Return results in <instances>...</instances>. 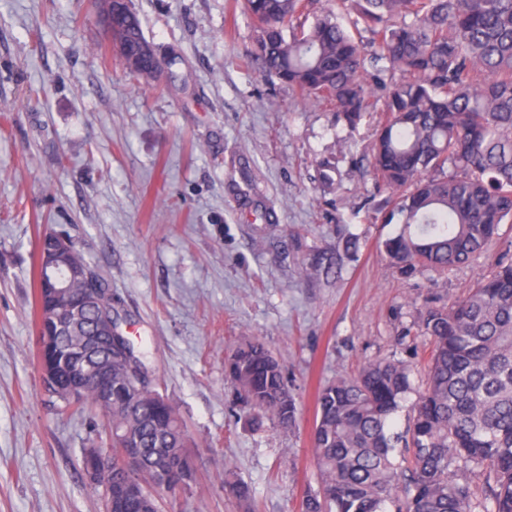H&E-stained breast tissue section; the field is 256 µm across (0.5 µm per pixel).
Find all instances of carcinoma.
<instances>
[{"label": "carcinoma", "mask_w": 512, "mask_h": 512, "mask_svg": "<svg viewBox=\"0 0 512 512\" xmlns=\"http://www.w3.org/2000/svg\"><path fill=\"white\" fill-rule=\"evenodd\" d=\"M371 35L372 69L332 10L314 0H244L255 26L250 57L306 99L333 104L350 127L382 103L370 146L376 180L390 191L387 223L402 230L382 248L410 275L470 262L512 222V0H340ZM112 50L148 86L160 61L132 7L115 19ZM64 297L38 280L37 327L53 347L39 359L46 395L96 418L112 450L109 512H161L163 492L191 488L188 430L125 341L112 356V407L89 383L78 401L63 382L71 355L94 334L96 311L64 324ZM427 373L404 426L412 365L368 361L317 394L312 435L318 488L301 512H512V260L449 307L421 317ZM225 373L249 410L284 428L297 419L283 365L259 338L238 345ZM402 448L404 465L394 462ZM475 471L481 485L462 476Z\"/></svg>", "instance_id": "cac0c4a2"}]
</instances>
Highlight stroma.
Wrapping results in <instances>:
<instances>
[{
  "label": "stroma",
  "mask_w": 512,
  "mask_h": 512,
  "mask_svg": "<svg viewBox=\"0 0 512 512\" xmlns=\"http://www.w3.org/2000/svg\"><path fill=\"white\" fill-rule=\"evenodd\" d=\"M180 89L139 88L90 0H0V512H103L83 469L85 414L41 394L38 239L66 234L146 342L155 387L186 422L197 469L162 512H301L321 385L366 360L425 357L427 307L465 297L512 223L471 262L403 275L379 244L388 192L356 128L266 76L243 0H132ZM356 238V248L346 246ZM280 358L295 427L245 409L224 360L248 337ZM250 490L236 498L233 483Z\"/></svg>",
  "instance_id": "1"
}]
</instances>
